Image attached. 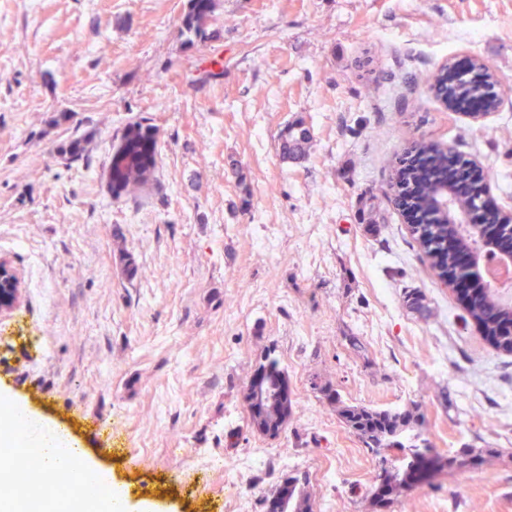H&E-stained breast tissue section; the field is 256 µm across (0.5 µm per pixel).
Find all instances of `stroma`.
I'll use <instances>...</instances> for the list:
<instances>
[{
    "label": "stroma",
    "mask_w": 512,
    "mask_h": 512,
    "mask_svg": "<svg viewBox=\"0 0 512 512\" xmlns=\"http://www.w3.org/2000/svg\"><path fill=\"white\" fill-rule=\"evenodd\" d=\"M215 3L217 38L192 48L186 0H0V259L20 278L0 391L67 428L143 512H261L286 467L307 474L314 512H512V355L464 321L386 195L425 138L478 160L512 210V0ZM471 56L504 82L478 124L426 89ZM216 60L223 76L192 88ZM302 116L310 154L283 163L278 135ZM137 123L156 181L116 198L112 148ZM81 136L65 165L58 146ZM267 352L295 402L284 439L253 430L243 401ZM331 390L418 404L440 456L495 454L384 506ZM104 421L119 449L93 437Z\"/></svg>",
    "instance_id": "35a3bbf8"
}]
</instances>
